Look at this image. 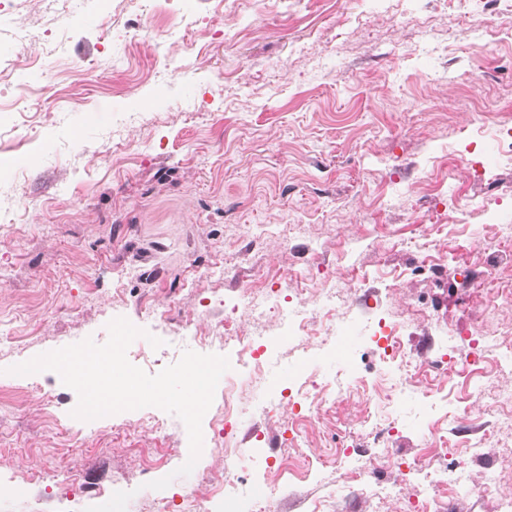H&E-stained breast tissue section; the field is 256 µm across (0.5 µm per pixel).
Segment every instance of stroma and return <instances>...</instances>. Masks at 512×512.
Wrapping results in <instances>:
<instances>
[{
  "mask_svg": "<svg viewBox=\"0 0 512 512\" xmlns=\"http://www.w3.org/2000/svg\"><path fill=\"white\" fill-rule=\"evenodd\" d=\"M46 3L0 10V58L16 62L0 77V107L38 74L23 113L0 128V325L15 335L0 354V512H68L71 489L45 478L51 466L103 503L131 492L126 512H154L201 475L223 474V452L206 447L178 475L186 429L127 436L109 415L84 431L71 415L78 397L56 372L10 369L87 338L104 344L123 317L148 332L128 360L157 374L200 348L194 336L223 319L225 297L282 270L292 288L335 281L338 326L322 341L266 323L259 372L222 343L205 348L229 359L240 433L264 432L241 443L237 474L253 494L232 498L233 512H261L268 456L294 451L293 412H268L272 394L361 368L368 337L355 298L394 270L411 278L385 310L442 389L430 403L405 394L381 406L396 425L388 453L456 447L487 428L503 443L498 456L512 455V406L490 401L512 390V376L495 375L506 353L449 379L428 347L482 307L468 284L476 237L496 210L512 222V156L497 147L499 120L512 118V17L494 0H112L110 16L88 9L75 23ZM27 156L36 165H23ZM471 197L482 207L462 212ZM426 238L447 268L415 277ZM215 266L224 275L206 276ZM422 296L433 320L415 312ZM365 403L353 397L317 422L313 452L365 444ZM144 448L160 451L155 472L144 470ZM166 476L167 488L150 489ZM387 479L395 498L366 501L350 495L344 471L287 474L279 512H405L408 476L392 469ZM431 512H492V500L452 484Z\"/></svg>",
  "mask_w": 512,
  "mask_h": 512,
  "instance_id": "stroma-1",
  "label": "stroma"
}]
</instances>
